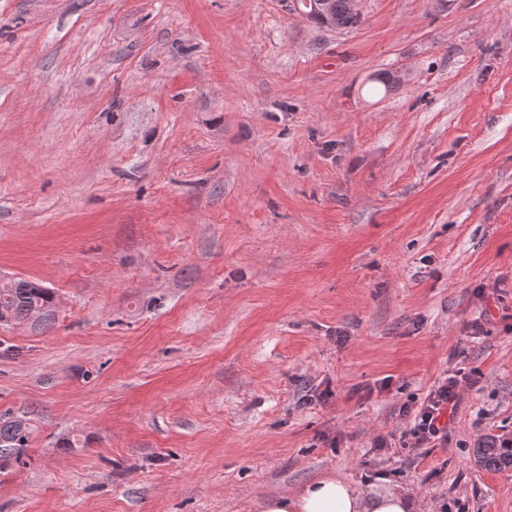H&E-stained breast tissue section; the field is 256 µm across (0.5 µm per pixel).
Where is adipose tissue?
<instances>
[{"label": "adipose tissue", "mask_w": 512, "mask_h": 512, "mask_svg": "<svg viewBox=\"0 0 512 512\" xmlns=\"http://www.w3.org/2000/svg\"><path fill=\"white\" fill-rule=\"evenodd\" d=\"M256 512H432V504L386 475L353 482L327 474L286 493L257 500Z\"/></svg>", "instance_id": "1"}]
</instances>
